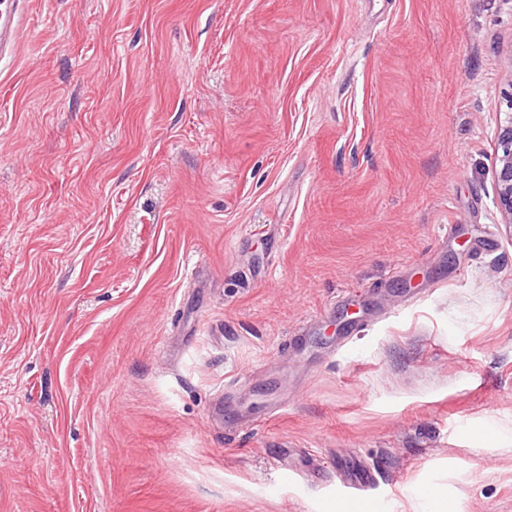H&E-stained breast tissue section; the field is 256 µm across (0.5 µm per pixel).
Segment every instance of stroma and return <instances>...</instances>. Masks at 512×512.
<instances>
[{"mask_svg":"<svg viewBox=\"0 0 512 512\" xmlns=\"http://www.w3.org/2000/svg\"><path fill=\"white\" fill-rule=\"evenodd\" d=\"M511 43L512 0H29L0 512H335L338 460L512 512ZM508 88L502 96L501 107L505 106V120L500 124L494 162V183L496 204L503 224L512 236V46L507 58Z\"/></svg>","mask_w":512,"mask_h":512,"instance_id":"35a3bbf8","label":"stroma"}]
</instances>
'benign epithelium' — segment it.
Returning <instances> with one entry per match:
<instances>
[{
  "label": "benign epithelium",
  "instance_id": "benign-epithelium-1",
  "mask_svg": "<svg viewBox=\"0 0 512 512\" xmlns=\"http://www.w3.org/2000/svg\"><path fill=\"white\" fill-rule=\"evenodd\" d=\"M508 89L503 93L505 120L498 128L494 162L496 204L502 221L512 234V50L507 58Z\"/></svg>",
  "mask_w": 512,
  "mask_h": 512
}]
</instances>
